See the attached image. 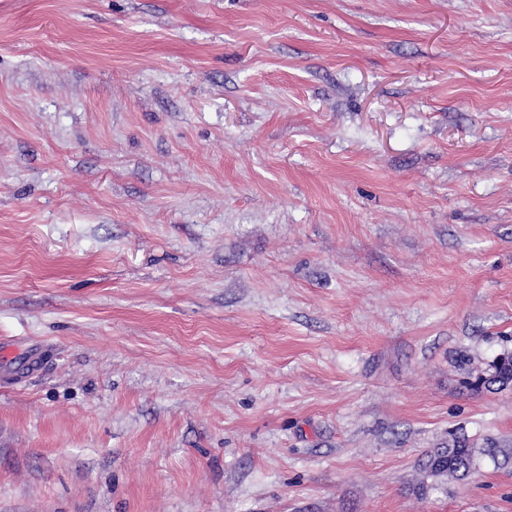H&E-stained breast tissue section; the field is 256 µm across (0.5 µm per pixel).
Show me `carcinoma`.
<instances>
[{
    "instance_id": "carcinoma-1",
    "label": "carcinoma",
    "mask_w": 512,
    "mask_h": 512,
    "mask_svg": "<svg viewBox=\"0 0 512 512\" xmlns=\"http://www.w3.org/2000/svg\"><path fill=\"white\" fill-rule=\"evenodd\" d=\"M470 386L476 390L496 391L512 386V354L496 357L488 368L475 377ZM475 467V449L458 437L448 445L433 448L419 460L418 470L423 480L416 492L425 495L439 483L461 481L469 477Z\"/></svg>"
}]
</instances>
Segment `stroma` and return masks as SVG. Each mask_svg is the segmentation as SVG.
<instances>
[{"label":"stroma","instance_id":"stroma-1","mask_svg":"<svg viewBox=\"0 0 512 512\" xmlns=\"http://www.w3.org/2000/svg\"><path fill=\"white\" fill-rule=\"evenodd\" d=\"M2 339L0 512H512V0H0ZM469 385L476 390L496 391L512 386V354L496 357ZM475 465V448L465 439L455 437L446 446L432 448L419 460L418 470L423 480L417 484L416 492L426 495L439 483L464 480L472 474ZM428 478L434 479V483L428 485Z\"/></svg>","mask_w":512,"mask_h":512}]
</instances>
